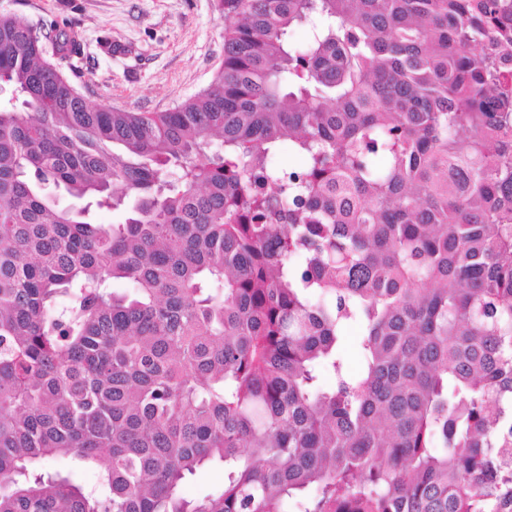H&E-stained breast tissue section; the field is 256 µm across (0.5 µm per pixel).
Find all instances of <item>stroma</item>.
I'll list each match as a JSON object with an SVG mask.
<instances>
[{"instance_id":"35a3bbf8","label":"stroma","mask_w":512,"mask_h":512,"mask_svg":"<svg viewBox=\"0 0 512 512\" xmlns=\"http://www.w3.org/2000/svg\"><path fill=\"white\" fill-rule=\"evenodd\" d=\"M36 22L68 20L78 86L95 108L167 112L207 89L224 60L216 0H0Z\"/></svg>"}]
</instances>
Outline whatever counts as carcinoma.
Here are the masks:
<instances>
[{"label":"carcinoma","instance_id":"1","mask_svg":"<svg viewBox=\"0 0 512 512\" xmlns=\"http://www.w3.org/2000/svg\"><path fill=\"white\" fill-rule=\"evenodd\" d=\"M217 8L171 112L0 10V512H512V0ZM224 484V467L215 462L199 468L194 474L187 476L183 484V492L188 497H199L219 491Z\"/></svg>","mask_w":512,"mask_h":512}]
</instances>
